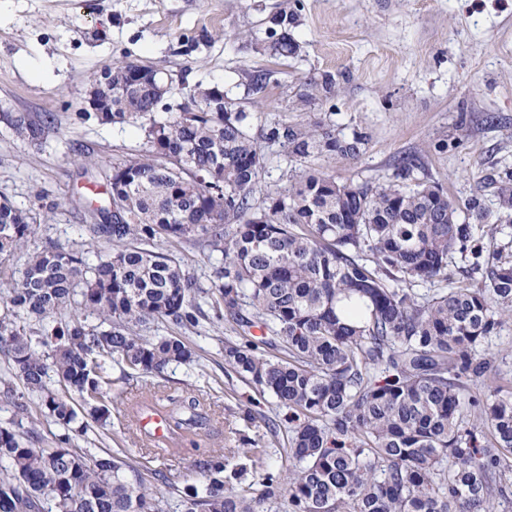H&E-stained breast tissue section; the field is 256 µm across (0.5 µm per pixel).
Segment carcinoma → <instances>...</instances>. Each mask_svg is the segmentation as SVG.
Returning a JSON list of instances; mask_svg holds the SVG:
<instances>
[{"label": "carcinoma", "mask_w": 512, "mask_h": 512, "mask_svg": "<svg viewBox=\"0 0 512 512\" xmlns=\"http://www.w3.org/2000/svg\"><path fill=\"white\" fill-rule=\"evenodd\" d=\"M297 22L286 11L268 27L279 54L299 50L287 32ZM134 67L104 68L112 98L110 111L94 113L99 122L157 111L153 86L128 81ZM193 97L220 111L149 119L147 154L112 167L109 205L87 227L112 250L91 263L49 241L9 285L0 355L23 391H6L20 419L0 426V512H262L283 497L288 512H494L496 497L512 494V393L498 385L467 402L463 393L490 379L492 361L478 348L512 321V260L474 245L476 227L493 238L512 224V171L494 179V214L476 196L462 213L441 185L411 180L412 158L377 185L308 167L257 204L265 156L248 113L221 111L207 86ZM265 139L301 164L356 158L367 141L319 123L278 124ZM34 233L30 214L0 201L1 261ZM189 241L221 255L207 288L177 256ZM466 252L477 286L411 288ZM210 317L236 325L224 337L225 364L288 410L293 427L272 442L288 468L266 466L257 491L235 485L241 474L226 475L227 454H257L240 432L236 447L197 459L196 479L165 497L112 453L71 445L88 433L79 412L97 422L111 415V362L127 380H151L153 397L169 403L170 430L206 428L197 389L166 393L168 372L192 359L188 343L139 328L192 330ZM380 367L387 376L375 375ZM30 396L64 430L53 447L35 446V426L23 425ZM468 408L489 440L469 426Z\"/></svg>", "instance_id": "1"}]
</instances>
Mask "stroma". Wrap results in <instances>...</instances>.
<instances>
[{"label": "stroma", "mask_w": 512, "mask_h": 512, "mask_svg": "<svg viewBox=\"0 0 512 512\" xmlns=\"http://www.w3.org/2000/svg\"><path fill=\"white\" fill-rule=\"evenodd\" d=\"M288 6L299 17L294 57L276 55L266 35ZM130 61L171 82L159 121L189 105L197 85L216 84L249 113L257 139L276 124L361 131L357 158L311 161L342 183L384 182L412 154L416 178L460 205L479 196L493 211L492 180L512 168V0H0V199L39 217L30 248L50 239L92 259L109 252L87 226L108 202L113 163L145 150L146 139L140 125L99 123L84 97L105 66ZM328 74L339 85L332 94L322 86ZM28 124L41 136L20 134ZM229 333L225 321L202 322L189 335L193 362L169 374V391L201 389L212 415L177 453L158 459L137 441L133 414L149 387L124 380L114 364L120 413L92 424L77 446L161 471L156 488L166 494L193 479L199 453L235 447L238 430L270 443L266 420L287 430V411L225 364ZM247 411L256 418L249 426Z\"/></svg>", "instance_id": "obj_1"}]
</instances>
